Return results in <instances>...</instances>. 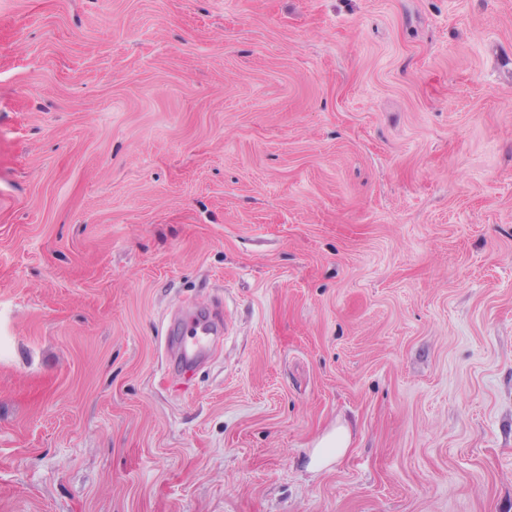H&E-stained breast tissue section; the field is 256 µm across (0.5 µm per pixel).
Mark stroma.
<instances>
[{
  "label": "stroma",
  "mask_w": 512,
  "mask_h": 512,
  "mask_svg": "<svg viewBox=\"0 0 512 512\" xmlns=\"http://www.w3.org/2000/svg\"><path fill=\"white\" fill-rule=\"evenodd\" d=\"M0 512H512V0H0ZM197 324H193V337L191 342L179 338L176 341L178 363L181 370L186 374L194 373L196 366L200 362L203 338L217 334L214 326L203 317H194ZM202 336L203 338L197 337ZM351 443V432L344 424L325 434L313 449L309 468L313 471L327 467L338 461L348 450Z\"/></svg>",
  "instance_id": "stroma-1"
}]
</instances>
